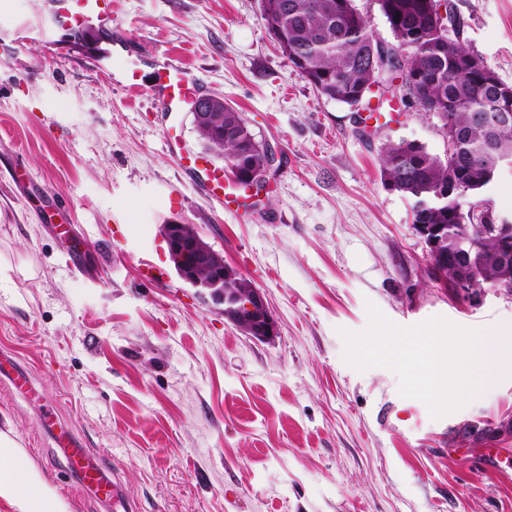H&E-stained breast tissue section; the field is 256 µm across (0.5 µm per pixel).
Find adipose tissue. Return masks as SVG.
I'll use <instances>...</instances> for the list:
<instances>
[{"instance_id": "obj_1", "label": "adipose tissue", "mask_w": 512, "mask_h": 512, "mask_svg": "<svg viewBox=\"0 0 512 512\" xmlns=\"http://www.w3.org/2000/svg\"><path fill=\"white\" fill-rule=\"evenodd\" d=\"M0 496L18 501L21 512H69L66 501L25 467L15 442L0 432Z\"/></svg>"}]
</instances>
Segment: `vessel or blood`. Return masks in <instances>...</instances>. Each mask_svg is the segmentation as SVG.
<instances>
[{
    "label": "vessel or blood",
    "instance_id": "vessel-or-blood-1",
    "mask_svg": "<svg viewBox=\"0 0 512 512\" xmlns=\"http://www.w3.org/2000/svg\"><path fill=\"white\" fill-rule=\"evenodd\" d=\"M92 20L102 26L111 25L112 0H48L46 20L37 28L22 30L21 38L49 53L54 47L53 36L56 31H77ZM153 87L157 108L163 112L193 111L203 95L200 80L191 77L168 57L157 61L153 71ZM193 169L201 178L203 190L213 196L219 195L224 188L222 173L209 167L207 160L202 157L194 158ZM0 378L7 380L21 395L29 393L33 386V380L26 370L8 364L6 358L1 356ZM45 421L53 433L56 445L65 449L70 471L77 474L82 483H97L99 471L90 466L89 457L73 432L53 416H46Z\"/></svg>",
    "mask_w": 512,
    "mask_h": 512
}]
</instances>
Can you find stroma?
I'll return each mask as SVG.
<instances>
[{
	"label": "stroma",
	"instance_id": "35a3bbf8",
	"mask_svg": "<svg viewBox=\"0 0 512 512\" xmlns=\"http://www.w3.org/2000/svg\"><path fill=\"white\" fill-rule=\"evenodd\" d=\"M452 3L461 44L512 86V0ZM45 12L0 0V353L36 389L0 382V431L69 512L112 505L68 474L48 407L138 512H512V438L493 432L512 421L511 366L435 420L393 372L343 359L339 331L364 329L369 301L401 326L512 329V297L434 279L410 200L381 175L390 141L445 157L440 122L397 98L385 111L375 90L365 127L294 70L259 0H112L110 32L57 33L52 55L15 38ZM119 45L137 93L88 64ZM163 55L277 151L264 187L201 190L192 113L155 107ZM166 224L194 225L260 289L273 336L244 335L180 279Z\"/></svg>",
	"mask_w": 512,
	"mask_h": 512
}]
</instances>
